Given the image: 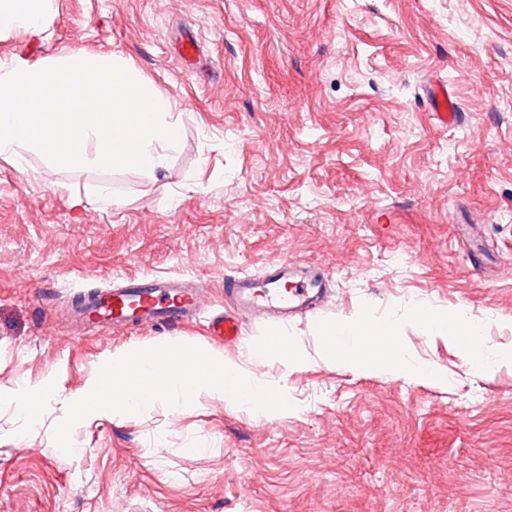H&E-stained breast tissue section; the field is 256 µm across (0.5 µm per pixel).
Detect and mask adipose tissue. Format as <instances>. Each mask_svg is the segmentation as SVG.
<instances>
[{
    "label": "adipose tissue",
    "mask_w": 512,
    "mask_h": 512,
    "mask_svg": "<svg viewBox=\"0 0 512 512\" xmlns=\"http://www.w3.org/2000/svg\"><path fill=\"white\" fill-rule=\"evenodd\" d=\"M49 15L50 0H0V35L21 29L44 30ZM413 320L423 330L442 331L465 342L470 361L483 366L482 344L477 340L472 324L459 313L418 309ZM352 329L356 335L371 337V344L345 350L337 341L339 329L336 325L321 323L316 326L315 334L328 358L360 369H388L415 374L431 382L440 380V372L433 367H413L406 358L402 337L396 336L384 324L362 317L353 323Z\"/></svg>",
    "instance_id": "obj_1"
}]
</instances>
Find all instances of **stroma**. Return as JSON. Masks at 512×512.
<instances>
[{"label": "stroma", "instance_id": "obj_1", "mask_svg": "<svg viewBox=\"0 0 512 512\" xmlns=\"http://www.w3.org/2000/svg\"><path fill=\"white\" fill-rule=\"evenodd\" d=\"M196 36L204 72L176 54ZM116 56L169 95L166 169L0 156V512H512V0H54L47 31L0 37V74L72 51ZM447 84L463 113L427 106ZM320 263L327 306L288 325L306 361L224 348L292 410L207 397L53 429L113 352L214 348L204 322L72 335L79 294L133 275L224 279ZM479 324L485 369L418 328L416 307ZM398 329L435 384L323 358L314 333ZM42 393L24 412L22 386Z\"/></svg>", "mask_w": 512, "mask_h": 512}]
</instances>
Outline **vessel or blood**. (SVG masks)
Returning <instances> with one entry per match:
<instances>
[{
    "label": "vessel or blood",
    "mask_w": 512,
    "mask_h": 512,
    "mask_svg": "<svg viewBox=\"0 0 512 512\" xmlns=\"http://www.w3.org/2000/svg\"><path fill=\"white\" fill-rule=\"evenodd\" d=\"M435 119L445 126L458 121V105L446 85L432 92ZM331 277L319 265L283 261L262 276H229L224 280L226 310L205 316L208 298L192 281L156 276L127 278L123 287L98 291L84 298L74 316L83 328L123 332L166 328L205 317L212 340L232 347L245 323L285 324L305 318L327 301Z\"/></svg>",
    "instance_id": "obj_1"
}]
</instances>
